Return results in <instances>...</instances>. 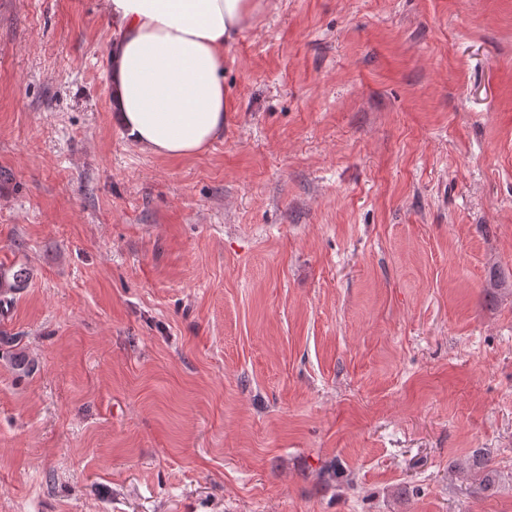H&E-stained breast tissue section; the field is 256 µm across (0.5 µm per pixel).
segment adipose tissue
<instances>
[{"label": "adipose tissue", "instance_id": "obj_1", "mask_svg": "<svg viewBox=\"0 0 512 512\" xmlns=\"http://www.w3.org/2000/svg\"><path fill=\"white\" fill-rule=\"evenodd\" d=\"M116 34L107 71L112 109L140 149L203 150L224 133V47L254 0H105Z\"/></svg>", "mask_w": 512, "mask_h": 512}]
</instances>
